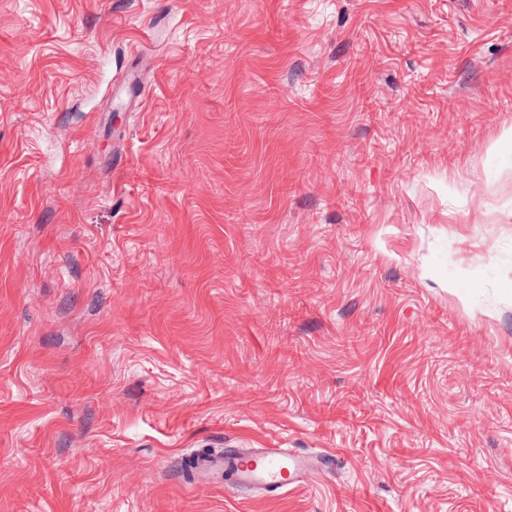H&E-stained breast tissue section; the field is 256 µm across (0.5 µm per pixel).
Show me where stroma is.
Instances as JSON below:
<instances>
[{"mask_svg": "<svg viewBox=\"0 0 512 512\" xmlns=\"http://www.w3.org/2000/svg\"><path fill=\"white\" fill-rule=\"evenodd\" d=\"M0 512H512V0H0ZM318 457L289 454L283 448H227L224 455H200L195 459L190 480H214L224 475L236 489L256 490L271 495L296 488L325 469Z\"/></svg>", "mask_w": 512, "mask_h": 512, "instance_id": "stroma-1", "label": "stroma"}]
</instances>
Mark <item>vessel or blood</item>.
<instances>
[{
  "label": "vessel or blood",
  "instance_id": "vessel-or-blood-1",
  "mask_svg": "<svg viewBox=\"0 0 512 512\" xmlns=\"http://www.w3.org/2000/svg\"><path fill=\"white\" fill-rule=\"evenodd\" d=\"M323 471L322 460L281 448L226 449L221 455L196 457L194 474L201 480L225 477L235 488L271 495L296 488Z\"/></svg>",
  "mask_w": 512,
  "mask_h": 512
}]
</instances>
